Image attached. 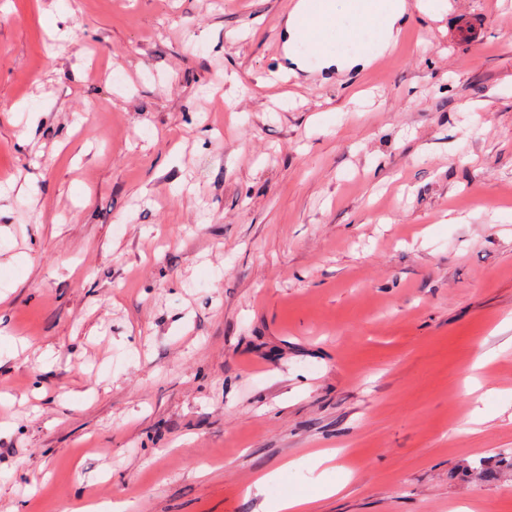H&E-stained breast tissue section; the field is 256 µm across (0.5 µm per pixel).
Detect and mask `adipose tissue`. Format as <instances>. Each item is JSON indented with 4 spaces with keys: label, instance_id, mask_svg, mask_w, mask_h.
<instances>
[{
    "label": "adipose tissue",
    "instance_id": "adipose-tissue-1",
    "mask_svg": "<svg viewBox=\"0 0 512 512\" xmlns=\"http://www.w3.org/2000/svg\"><path fill=\"white\" fill-rule=\"evenodd\" d=\"M407 0H325L315 20V32L324 48L322 69L344 71L368 67L373 54L361 49V42L388 49L400 33L399 22L405 16Z\"/></svg>",
    "mask_w": 512,
    "mask_h": 512
}]
</instances>
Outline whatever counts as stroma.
<instances>
[{
	"label": "stroma",
	"instance_id": "obj_1",
	"mask_svg": "<svg viewBox=\"0 0 512 512\" xmlns=\"http://www.w3.org/2000/svg\"><path fill=\"white\" fill-rule=\"evenodd\" d=\"M290 3L0 0V512H512V0L293 76ZM316 500L310 495L288 494L271 502L267 512H313Z\"/></svg>",
	"mask_w": 512,
	"mask_h": 512
}]
</instances>
